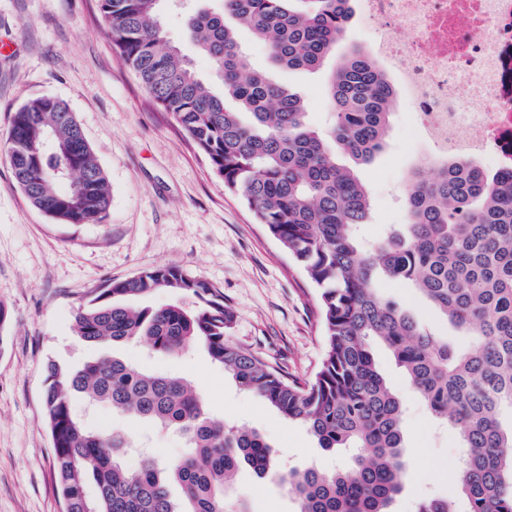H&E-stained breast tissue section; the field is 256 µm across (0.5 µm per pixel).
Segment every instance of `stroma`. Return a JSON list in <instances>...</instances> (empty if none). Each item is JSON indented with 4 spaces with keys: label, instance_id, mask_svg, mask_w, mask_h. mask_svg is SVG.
<instances>
[{
    "label": "stroma",
    "instance_id": "35a3bbf8",
    "mask_svg": "<svg viewBox=\"0 0 512 512\" xmlns=\"http://www.w3.org/2000/svg\"><path fill=\"white\" fill-rule=\"evenodd\" d=\"M1 42L9 48L0 52V140L27 101L55 96L74 113L112 193L102 223H59L28 201L0 152V304L7 311L0 326V512H62L42 404L45 366L53 361L73 369L97 355L98 346L71 332L72 315L90 289L178 267L223 295L234 314V343L302 383L320 366L324 338L316 289L136 79L105 33L97 0H0ZM329 75L326 67L272 73L305 93L306 120L319 129L331 121ZM406 110L396 107L384 150L358 169L371 198L372 221L362 227L371 243L405 223L408 174L434 153L427 139L410 138ZM379 290L436 335L448 336L447 323L412 289L383 281ZM372 352L405 406V488L392 509L415 512L422 498L447 495L448 478L461 463L459 442L390 353L378 344ZM113 353L152 372L188 378L212 416L265 437L274 473L260 477L242 467L230 492L248 512H294L278 473L311 465L332 472L347 461L343 451L320 448L302 425L243 390L204 347L151 356L129 343L114 345ZM74 408L94 428L126 432L160 459L185 448L180 435L148 422L86 407L79 398Z\"/></svg>",
    "mask_w": 512,
    "mask_h": 512
}]
</instances>
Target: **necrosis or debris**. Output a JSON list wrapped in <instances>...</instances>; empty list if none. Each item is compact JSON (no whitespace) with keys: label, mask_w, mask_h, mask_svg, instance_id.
Segmentation results:
<instances>
[{"label":"necrosis or debris","mask_w":512,"mask_h":512,"mask_svg":"<svg viewBox=\"0 0 512 512\" xmlns=\"http://www.w3.org/2000/svg\"><path fill=\"white\" fill-rule=\"evenodd\" d=\"M374 56L398 62L418 134L436 154L512 169V0H357ZM468 101L479 112L463 111Z\"/></svg>","instance_id":"1"}]
</instances>
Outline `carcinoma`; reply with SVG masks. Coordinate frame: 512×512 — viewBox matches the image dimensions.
Here are the masks:
<instances>
[{
    "label": "carcinoma",
    "instance_id": "carcinoma-1",
    "mask_svg": "<svg viewBox=\"0 0 512 512\" xmlns=\"http://www.w3.org/2000/svg\"><path fill=\"white\" fill-rule=\"evenodd\" d=\"M98 2L107 35L138 81L319 290L325 348L312 380H288L229 339L234 315L223 295L172 266L93 289L73 313L74 334L94 345L142 341L160 355L201 344L321 448L352 449L333 473L308 467L280 476L296 512H391L404 489L403 402L374 364L371 342L380 341L461 442L463 465L450 493L462 496L466 512H512V172L489 173L461 156L435 160L431 179L414 169L409 224L368 248L357 229L372 218L369 192L336 152L360 164L383 151L395 105L390 80L367 52L352 49L331 72L330 127L312 128L304 94L249 68L231 25H245L273 64L314 71L350 23L351 0H213L186 13L182 35L212 62L220 93L163 29L168 0ZM4 152L35 208L63 224L103 221L109 183L63 100L45 95L17 110ZM380 280L420 293L469 343L433 335L378 292ZM159 292L190 296L195 307L139 305ZM46 373L44 411L66 512H247L229 500L232 476L243 464L260 476L274 466L261 434L210 417L183 378L113 356L79 369L50 361ZM76 397L177 431L188 452L165 463L147 453L130 470L123 449L133 440L87 426L74 411ZM163 470L183 499L171 497ZM452 503L432 497L418 512H454Z\"/></svg>",
    "mask_w": 512,
    "mask_h": 512
}]
</instances>
